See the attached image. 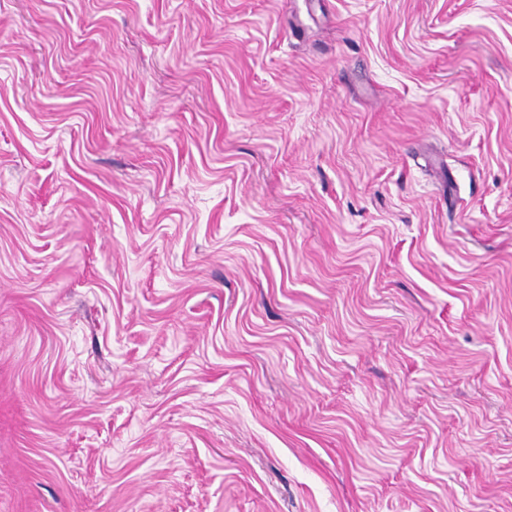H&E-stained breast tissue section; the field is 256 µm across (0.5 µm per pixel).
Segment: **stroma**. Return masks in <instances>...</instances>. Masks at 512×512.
<instances>
[{
	"mask_svg": "<svg viewBox=\"0 0 512 512\" xmlns=\"http://www.w3.org/2000/svg\"><path fill=\"white\" fill-rule=\"evenodd\" d=\"M0 512H512V0H0Z\"/></svg>",
	"mask_w": 512,
	"mask_h": 512,
	"instance_id": "stroma-1",
	"label": "stroma"
}]
</instances>
